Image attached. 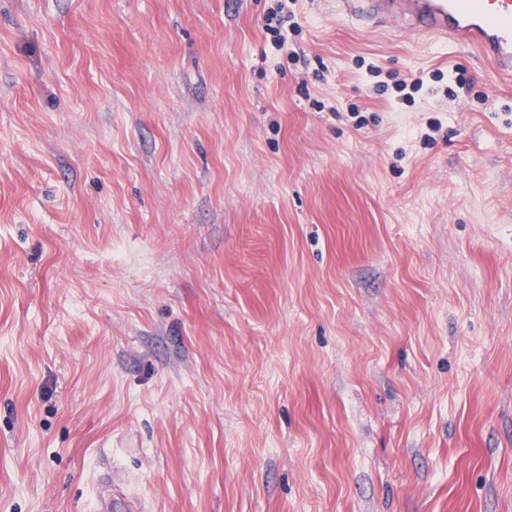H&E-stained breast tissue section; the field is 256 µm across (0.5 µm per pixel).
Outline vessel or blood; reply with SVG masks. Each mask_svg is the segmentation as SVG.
Instances as JSON below:
<instances>
[{
  "label": "vessel or blood",
  "mask_w": 512,
  "mask_h": 512,
  "mask_svg": "<svg viewBox=\"0 0 512 512\" xmlns=\"http://www.w3.org/2000/svg\"><path fill=\"white\" fill-rule=\"evenodd\" d=\"M337 9L377 27L404 29L439 41L463 43L512 80V0H336Z\"/></svg>",
  "instance_id": "vessel-or-blood-1"
}]
</instances>
